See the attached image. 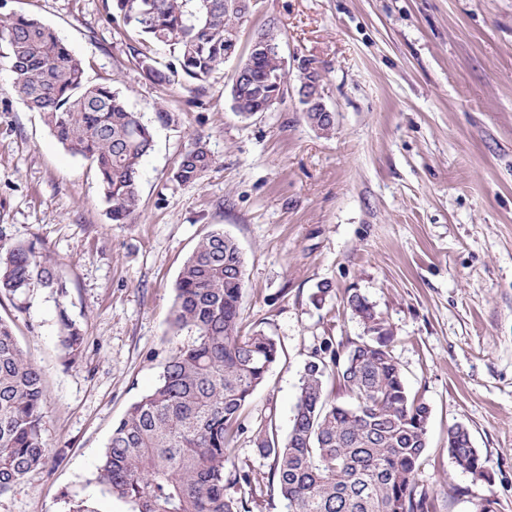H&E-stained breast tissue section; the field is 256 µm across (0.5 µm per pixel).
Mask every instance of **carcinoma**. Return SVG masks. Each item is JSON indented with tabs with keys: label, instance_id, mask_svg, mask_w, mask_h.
<instances>
[{
	"label": "carcinoma",
	"instance_id": "obj_1",
	"mask_svg": "<svg viewBox=\"0 0 512 512\" xmlns=\"http://www.w3.org/2000/svg\"><path fill=\"white\" fill-rule=\"evenodd\" d=\"M112 11L132 32L127 52L147 77L164 85L179 73L201 96L212 74L237 53L251 0H112ZM277 30L270 20L252 37L232 79L233 108L245 119L277 89L279 57L258 45L278 41ZM159 45L170 51L166 65L152 56ZM0 49L13 74L12 91L96 171L112 223L134 222L152 128L111 86L86 82L81 60L52 27L23 15L0 17ZM215 164L205 141L195 137L173 180L199 184ZM34 285L64 288L36 243L11 242L0 225V291L20 297ZM244 286L243 255L220 229L185 261L170 325L188 326L196 336L168 358L158 384L130 405L97 468V483L131 512H241L224 494L225 463L233 434L243 429L242 411L279 356L272 337L242 331ZM346 304L369 335L343 350L324 340L305 365L288 437L261 429L254 445L272 458V480L288 512H430L416 483L430 407L409 392L372 304L357 292ZM61 322L62 345L74 360L84 338L66 315ZM331 376L342 382L349 403L329 399ZM43 402L38 368L0 319V495L42 464ZM448 452L461 470L489 479L466 426L448 430Z\"/></svg>",
	"mask_w": 512,
	"mask_h": 512
}]
</instances>
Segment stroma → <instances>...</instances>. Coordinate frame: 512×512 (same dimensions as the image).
Wrapping results in <instances>:
<instances>
[{"instance_id": "35a3bbf8", "label": "stroma", "mask_w": 512, "mask_h": 512, "mask_svg": "<svg viewBox=\"0 0 512 512\" xmlns=\"http://www.w3.org/2000/svg\"><path fill=\"white\" fill-rule=\"evenodd\" d=\"M54 28L91 85H109L152 124L134 223L108 215L97 175L10 90L0 58V224L37 241L66 284L0 294V319L40 369L48 453L0 512H130L95 480L113 426L152 390L194 332L173 331L174 286L200 239L221 228L245 257L241 319L272 336L279 359L245 407L224 492L247 512H286L273 461L254 435L292 424L300 378L325 340L366 336L347 307L373 304L413 395L431 409L416 479L434 512H512V0H257L239 46L278 24L288 91L269 112L232 107L229 58L203 96L154 84L121 44L105 0H0ZM322 76L336 131L323 136L298 100V63ZM175 115L158 123L157 109ZM202 135L216 165L197 185L171 175ZM328 285L323 307L312 293ZM80 328L69 361L61 315ZM468 427L489 472H463L448 430ZM249 472L251 485L235 482Z\"/></svg>"}]
</instances>
